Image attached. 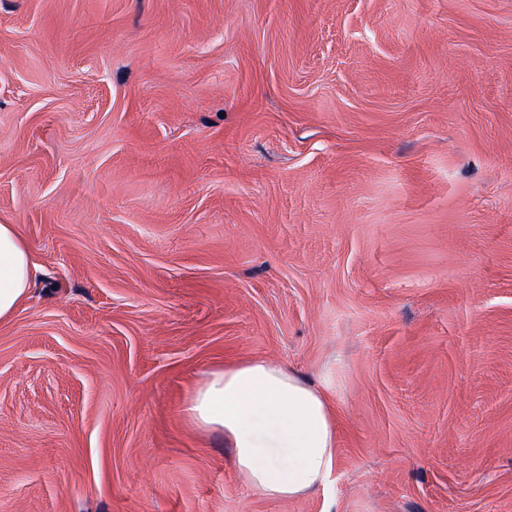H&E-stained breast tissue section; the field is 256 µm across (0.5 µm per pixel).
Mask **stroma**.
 Returning a JSON list of instances; mask_svg holds the SVG:
<instances>
[{"mask_svg":"<svg viewBox=\"0 0 512 512\" xmlns=\"http://www.w3.org/2000/svg\"><path fill=\"white\" fill-rule=\"evenodd\" d=\"M0 512H512V0H0ZM253 359L336 460L182 408ZM35 267L17 225L0 224V320L28 295ZM183 413L224 435L237 470L261 496L295 497L324 483L334 467L330 401L284 367L252 360L211 372Z\"/></svg>","mask_w":512,"mask_h":512,"instance_id":"obj_1","label":"stroma"}]
</instances>
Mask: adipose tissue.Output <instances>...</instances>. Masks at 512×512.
Wrapping results in <instances>:
<instances>
[{
    "instance_id": "1",
    "label": "adipose tissue",
    "mask_w": 512,
    "mask_h": 512,
    "mask_svg": "<svg viewBox=\"0 0 512 512\" xmlns=\"http://www.w3.org/2000/svg\"><path fill=\"white\" fill-rule=\"evenodd\" d=\"M34 271L17 225L0 224V320L26 299ZM183 413L197 427L223 434L256 494L295 497L324 483L334 467L330 401L289 369L252 360L211 372Z\"/></svg>"
}]
</instances>
